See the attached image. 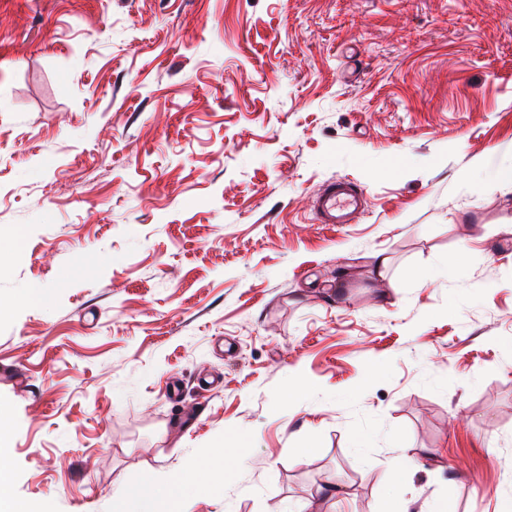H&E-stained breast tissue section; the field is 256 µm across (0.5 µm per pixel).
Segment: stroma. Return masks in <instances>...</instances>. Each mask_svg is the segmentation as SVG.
Wrapping results in <instances>:
<instances>
[{"instance_id": "obj_1", "label": "stroma", "mask_w": 512, "mask_h": 512, "mask_svg": "<svg viewBox=\"0 0 512 512\" xmlns=\"http://www.w3.org/2000/svg\"><path fill=\"white\" fill-rule=\"evenodd\" d=\"M509 164L512 0H0V497L119 512L244 430L187 512H498ZM364 204L362 191L351 180L338 179L315 197L313 206L321 224H352Z\"/></svg>"}]
</instances>
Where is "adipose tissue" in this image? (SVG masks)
<instances>
[{"label":"adipose tissue","mask_w":512,"mask_h":512,"mask_svg":"<svg viewBox=\"0 0 512 512\" xmlns=\"http://www.w3.org/2000/svg\"><path fill=\"white\" fill-rule=\"evenodd\" d=\"M245 432L233 430L226 432L222 450L210 456L208 462L188 466L180 474L154 472L146 484L138 490H123L122 512H158L161 502L178 504L183 502L190 491L214 487L226 471V461L242 447Z\"/></svg>","instance_id":"obj_1"}]
</instances>
